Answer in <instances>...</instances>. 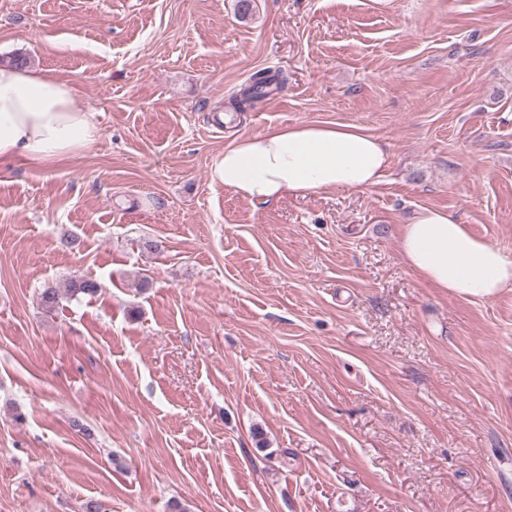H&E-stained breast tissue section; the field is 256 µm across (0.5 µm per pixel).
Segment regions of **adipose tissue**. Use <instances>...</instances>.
Instances as JSON below:
<instances>
[{
	"instance_id": "ef3b65f1",
	"label": "adipose tissue",
	"mask_w": 512,
	"mask_h": 512,
	"mask_svg": "<svg viewBox=\"0 0 512 512\" xmlns=\"http://www.w3.org/2000/svg\"><path fill=\"white\" fill-rule=\"evenodd\" d=\"M92 112L78 108L68 82L43 71L0 65V160L48 164L94 142ZM389 166L381 141L352 124L304 123L239 136L216 160L212 176L250 201L286 193L367 190ZM408 268L434 287L476 299L512 288V255L472 234L450 212L422 209L400 230Z\"/></svg>"
}]
</instances>
